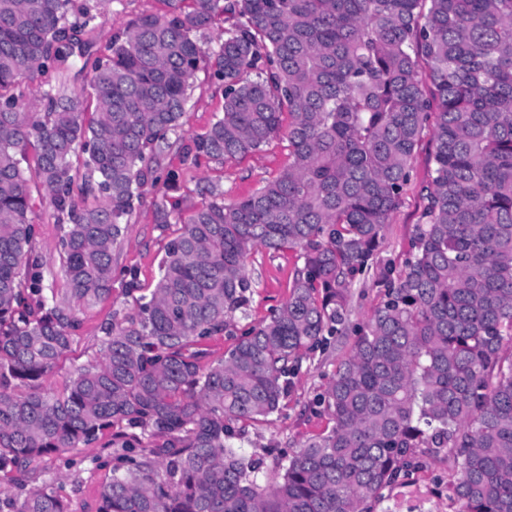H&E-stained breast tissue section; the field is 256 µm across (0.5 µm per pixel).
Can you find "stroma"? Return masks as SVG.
I'll list each match as a JSON object with an SVG mask.
<instances>
[{
	"label": "stroma",
	"mask_w": 512,
	"mask_h": 512,
	"mask_svg": "<svg viewBox=\"0 0 512 512\" xmlns=\"http://www.w3.org/2000/svg\"><path fill=\"white\" fill-rule=\"evenodd\" d=\"M166 9L165 0H112L104 21L90 39V56L106 54L113 34L137 15L162 13ZM223 108L222 86L210 69L199 70L182 118L184 142H191L193 137L205 133L216 115L222 114ZM432 153V137L423 135L412 160L411 180L405 188L401 205L385 228L376 262L356 285L352 322L362 324L369 319L382 298L381 275L384 269L390 265L401 266L406 256L423 207L419 189L430 179ZM290 162L288 139L283 135L260 151L221 164L203 157L191 163L185 160L182 151L170 152L165 165L167 169L179 172L178 190H167L161 184L145 186L144 200L134 210L128 233L114 254L112 295L80 313L81 325L74 333L67 357L49 380L51 387L63 390L73 368L97 354L103 327L111 322L115 312L127 311L132 304L130 284H137L146 293L154 288L166 246L180 232L179 219L210 201V187H220L225 201L229 202L250 195L262 181L276 177ZM162 201L174 204L176 222L157 223L155 205ZM33 220L37 226L34 251L42 265L44 283L56 291H65L59 248L60 226L48 202L35 203ZM296 261V253L292 250L273 256L261 248L251 252L247 269L256 282V288L250 316L236 319L231 334L206 341L203 346L205 362L223 358L234 342V334L240 333L248 324L264 319L271 309L286 300ZM353 343V338H344L326 352L316 353L304 362L301 372L293 380L281 413L249 427L240 446L246 455L264 460L263 484L280 481L281 476L274 467L277 456L296 450L307 438L322 433L328 427L327 415L321 412L314 400L324 392L337 361L350 352ZM105 456L104 448L98 446L80 448L60 457L38 460L34 467L40 480L49 482L59 478L65 482L72 512H96L99 489L110 475L109 469L100 464ZM449 478L448 462L444 457L428 459L423 469L412 472L387 489L384 500L374 512H452L448 500Z\"/></svg>",
	"instance_id": "obj_1"
}]
</instances>
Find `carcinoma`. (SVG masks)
Here are the masks:
<instances>
[{
	"label": "carcinoma",
	"mask_w": 512,
	"mask_h": 512,
	"mask_svg": "<svg viewBox=\"0 0 512 512\" xmlns=\"http://www.w3.org/2000/svg\"><path fill=\"white\" fill-rule=\"evenodd\" d=\"M109 2L0 0V512H70L62 487L29 486L30 466L99 442L113 465L97 512H373L440 454L454 512H512V0H167L113 36L82 86L60 80L44 111H24L38 75L84 57ZM225 14L224 111L186 154L259 151L286 110L292 161L242 199L210 188L136 313L53 392L80 311L112 293L141 188L177 189L163 161ZM427 129L409 250L317 400L331 426L263 485L264 461L236 440L351 332L357 276ZM35 191L62 226V297L31 259ZM256 248L297 252L288 298L203 365L199 346L249 316Z\"/></svg>",
	"instance_id": "obj_1"
}]
</instances>
